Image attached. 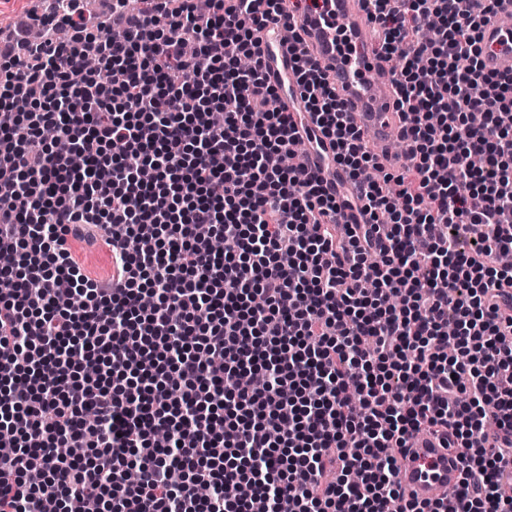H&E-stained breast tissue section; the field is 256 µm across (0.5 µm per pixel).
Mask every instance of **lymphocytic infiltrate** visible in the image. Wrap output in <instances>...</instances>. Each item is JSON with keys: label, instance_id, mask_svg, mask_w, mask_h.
<instances>
[{"label": "lymphocytic infiltrate", "instance_id": "f902f5d3", "mask_svg": "<svg viewBox=\"0 0 512 512\" xmlns=\"http://www.w3.org/2000/svg\"><path fill=\"white\" fill-rule=\"evenodd\" d=\"M62 2L47 38L0 37V512H512L498 0H364L413 147L394 171L295 53L343 195L283 163L302 138L258 33L285 0H148L120 41ZM100 239L104 279L72 248ZM422 431L460 451L454 507L400 491ZM480 46L486 71L512 72V27L504 25L499 16L483 26Z\"/></svg>", "mask_w": 512, "mask_h": 512}]
</instances>
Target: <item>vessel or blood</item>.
<instances>
[{
  "mask_svg": "<svg viewBox=\"0 0 512 512\" xmlns=\"http://www.w3.org/2000/svg\"><path fill=\"white\" fill-rule=\"evenodd\" d=\"M288 13L300 28L302 47L321 71L327 72L336 93L355 124L370 142L379 143L402 124L395 110L396 90L390 79L376 78L379 50L368 34L371 24L360 0H289ZM500 15L481 31V59L486 70L512 72V27L502 15L512 13V0H500ZM344 28L355 44L341 55L336 44L337 28ZM282 22L268 23L259 37L272 55L270 77H292L293 47L284 37ZM461 463L456 450L438 440L418 434L410 442V457L398 473L405 494L418 501L453 499L460 482Z\"/></svg>",
  "mask_w": 512,
  "mask_h": 512,
  "instance_id": "obj_1",
  "label": "vessel or blood"
}]
</instances>
